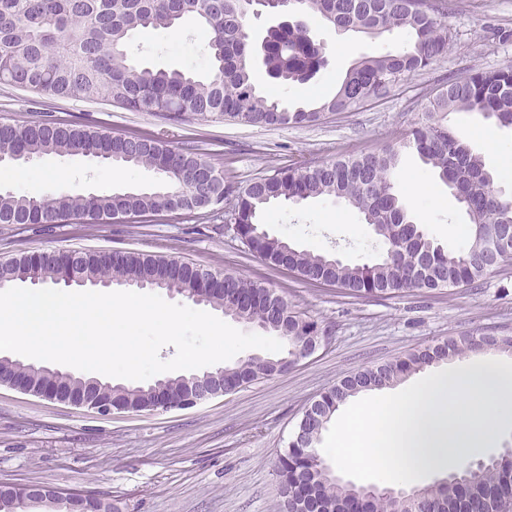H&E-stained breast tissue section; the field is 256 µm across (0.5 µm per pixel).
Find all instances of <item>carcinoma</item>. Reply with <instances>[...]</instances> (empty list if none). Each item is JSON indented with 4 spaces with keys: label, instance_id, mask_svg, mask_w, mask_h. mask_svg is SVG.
Masks as SVG:
<instances>
[{
    "label": "carcinoma",
    "instance_id": "carcinoma-1",
    "mask_svg": "<svg viewBox=\"0 0 512 512\" xmlns=\"http://www.w3.org/2000/svg\"><path fill=\"white\" fill-rule=\"evenodd\" d=\"M296 6L337 32L380 35L398 30L406 40L393 51L355 62L336 94L320 106L289 107L256 85L255 64L282 86L303 85L325 65L323 47L308 28L277 24L267 30L258 52L247 19L252 14L286 15ZM448 10V0H0V83L49 98L101 100L135 112H158L173 123L216 115L226 121L297 126L318 121L324 112H352L385 98L436 63L453 41ZM187 17L207 33L208 76L134 62L128 49L135 34L168 30ZM451 112L478 113L512 129V65L448 79L396 147L293 164L254 178L237 193L196 141L172 146L149 133L114 137L89 120L1 124L0 156L7 159L18 154L109 156L116 165L150 167L161 182L123 193L68 189L37 197L0 192V224H102L118 213L169 214L176 202L192 213L212 209L214 201L222 203L233 194L234 223L242 242L268 267L287 270L303 282L341 288L356 298L474 285L493 273L485 261L489 243H496L500 257L512 263V199L502 195L483 157L445 122ZM403 148L417 153L464 210L469 232L460 248L449 251L431 238L396 193L393 175ZM323 197L343 200L360 214L384 245L379 259L347 264L300 250L264 229L261 219L270 205ZM32 279L53 285L117 281L179 295L199 289L203 305L221 308L286 343L283 357L251 355L224 368L229 385L245 387L287 371L298 347L325 335L317 320L295 310L271 284L172 255L53 251L21 252L0 260V288ZM485 349L512 353V337L464 334L395 361L365 366L322 392L296 427L308 445L290 443L278 459L283 512H355L363 500L360 489L339 478L316 448L340 406L427 366ZM18 376L29 377L36 386L84 381L21 360L0 362V380ZM189 381L179 375L106 391L145 412L153 409L157 391L175 395ZM469 468L462 464L454 469L457 476L430 486L432 512H506L512 506V454H499L474 474ZM68 494L49 485L36 498L28 486L13 484L0 489V512H68ZM407 508L389 500L364 504L365 512Z\"/></svg>",
    "mask_w": 512,
    "mask_h": 512
}]
</instances>
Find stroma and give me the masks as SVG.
Returning a JSON list of instances; mask_svg holds the SVG:
<instances>
[{"instance_id": "1", "label": "stroma", "mask_w": 512, "mask_h": 512, "mask_svg": "<svg viewBox=\"0 0 512 512\" xmlns=\"http://www.w3.org/2000/svg\"><path fill=\"white\" fill-rule=\"evenodd\" d=\"M301 21L325 43L327 66L301 87L272 85L261 69L255 74L261 86L288 102L334 95L355 61L405 39L399 31L378 37L343 34L319 27L309 15ZM448 23L457 37L430 69L358 111L326 112L306 126L249 125L216 116L173 124L150 112L104 101L38 97L7 84H0V124L49 116L60 122L91 120L115 135L151 133L174 146L198 139L208 160L231 173L241 190L253 178L293 163L398 143L446 77L512 64V0H451ZM204 45L199 24L186 20L174 30L137 37L130 52L140 62L203 76L209 70ZM448 123L481 154L497 183L512 191V131L491 128L467 113L449 114ZM488 130L496 146L487 144ZM60 173L84 192L147 188L160 180L148 167L50 155L0 166V185L39 196L47 177ZM394 183L415 222L448 250L462 245L458 229L467 221L465 213L417 156L402 155ZM233 206L228 200L201 215L57 224L45 232L0 224V258L78 248L174 254L283 288L296 310L317 319L328 333L324 346L287 372L188 410L100 417L0 387V482L100 491L120 499L123 512H279L276 460L305 406L320 393L362 367L450 337L512 336V264L478 286L352 298L266 267L234 232ZM264 221L299 248L349 263L373 261L382 252L358 213L331 199L276 204Z\"/></svg>"}]
</instances>
